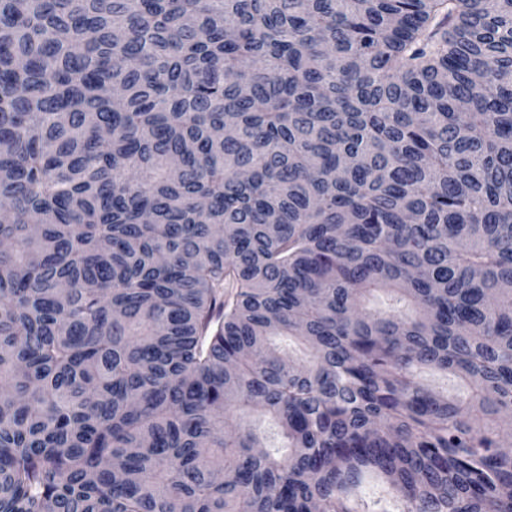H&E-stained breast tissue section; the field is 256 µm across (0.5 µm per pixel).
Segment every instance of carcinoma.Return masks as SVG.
<instances>
[{"mask_svg":"<svg viewBox=\"0 0 512 512\" xmlns=\"http://www.w3.org/2000/svg\"><path fill=\"white\" fill-rule=\"evenodd\" d=\"M1 199L0 512H512V0H0ZM422 382L442 390L444 393L448 391V395H462L465 389L461 386L458 380L448 375V378L434 372H425L422 375ZM357 493L358 497L367 502L371 507L373 506V501L381 499V508L389 512H398L400 510L398 509V504L389 496L384 494L380 484L371 478H368L363 482Z\"/></svg>","mask_w":512,"mask_h":512,"instance_id":"carcinoma-1","label":"carcinoma"}]
</instances>
